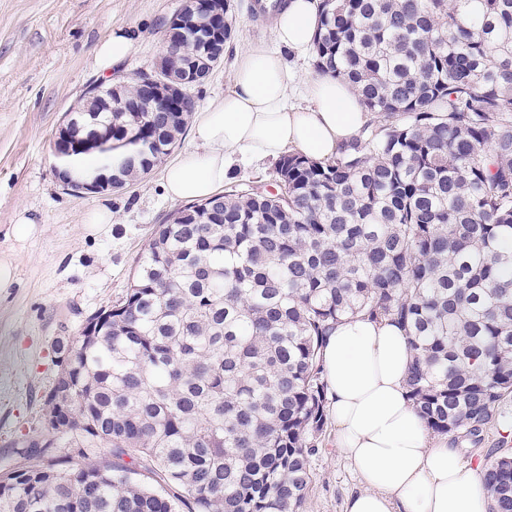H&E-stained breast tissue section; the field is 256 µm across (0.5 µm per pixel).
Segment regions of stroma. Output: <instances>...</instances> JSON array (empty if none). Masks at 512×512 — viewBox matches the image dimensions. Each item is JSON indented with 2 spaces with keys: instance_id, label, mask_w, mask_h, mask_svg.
Instances as JSON below:
<instances>
[{
  "instance_id": "35a3bbf8",
  "label": "stroma",
  "mask_w": 512,
  "mask_h": 512,
  "mask_svg": "<svg viewBox=\"0 0 512 512\" xmlns=\"http://www.w3.org/2000/svg\"><path fill=\"white\" fill-rule=\"evenodd\" d=\"M254 0H231L236 19L222 63L193 88L198 108L224 96L240 49L272 42L268 21L254 17ZM183 0H0V254H11L16 278L0 291V469L20 460L22 442L41 430L46 394L56 374L55 341L79 335L100 309L121 299L136 259L157 224L177 207L161 186V168L119 190L78 194L54 172L55 133L66 112L94 84L153 74L165 49L167 23ZM137 27L129 55L99 72L94 49L113 28ZM27 209L37 230L15 239L13 217ZM111 223L84 229L92 209ZM512 424V399L480 443L461 444L460 459L483 466L500 453ZM312 480L303 512H344L360 484L335 446L334 430L310 458Z\"/></svg>"
}]
</instances>
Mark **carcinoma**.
Wrapping results in <instances>:
<instances>
[{"mask_svg":"<svg viewBox=\"0 0 512 512\" xmlns=\"http://www.w3.org/2000/svg\"><path fill=\"white\" fill-rule=\"evenodd\" d=\"M230 7L198 6L174 75L221 62ZM319 22L316 71L387 120L156 227L97 334L56 341L66 421L0 474V512H300L344 318L404 328L433 434L475 440L512 397V0H320ZM173 105L148 111L143 77L83 98L58 133L93 159L73 179L162 163L196 102ZM481 478L512 512V454Z\"/></svg>","mask_w":512,"mask_h":512,"instance_id":"carcinoma-1","label":"carcinoma"}]
</instances>
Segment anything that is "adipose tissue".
Masks as SVG:
<instances>
[{"mask_svg": "<svg viewBox=\"0 0 512 512\" xmlns=\"http://www.w3.org/2000/svg\"><path fill=\"white\" fill-rule=\"evenodd\" d=\"M319 22L317 0H287L272 16L273 44L239 52L223 99L198 111L192 140L163 172L173 200H203L222 188L234 161L278 159L288 149L322 161L368 124L348 84L301 75L288 55L307 56ZM300 92L304 105L291 100ZM324 369L338 452L362 485L345 512H489L474 468L447 437L430 435L409 398L411 351L389 320L348 319L328 337Z\"/></svg>", "mask_w": 512, "mask_h": 512, "instance_id": "ef3b65f1", "label": "adipose tissue"}]
</instances>
